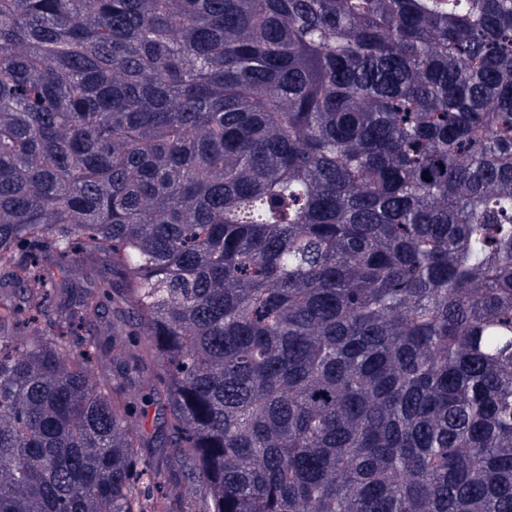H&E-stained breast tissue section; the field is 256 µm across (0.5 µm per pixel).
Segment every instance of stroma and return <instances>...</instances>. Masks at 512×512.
<instances>
[{"mask_svg":"<svg viewBox=\"0 0 512 512\" xmlns=\"http://www.w3.org/2000/svg\"><path fill=\"white\" fill-rule=\"evenodd\" d=\"M128 333L123 351L103 358L93 373L108 377L113 371H121L127 414L135 431L161 436L167 442L163 448L136 451L137 464L151 462L157 471L155 481L141 487L140 507L142 512H199L208 497V488L191 476L189 463L179 449L169 445L176 432L164 423L162 404L154 399L162 387L152 367L145 333L134 326L129 327Z\"/></svg>","mask_w":512,"mask_h":512,"instance_id":"obj_1","label":"stroma"}]
</instances>
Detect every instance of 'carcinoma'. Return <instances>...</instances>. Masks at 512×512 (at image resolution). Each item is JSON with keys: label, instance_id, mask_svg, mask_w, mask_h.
Wrapping results in <instances>:
<instances>
[{"label": "carcinoma", "instance_id": "cac0c4a2", "mask_svg": "<svg viewBox=\"0 0 512 512\" xmlns=\"http://www.w3.org/2000/svg\"><path fill=\"white\" fill-rule=\"evenodd\" d=\"M78 248L201 512H512V0H0V288ZM100 307L0 323V512H134ZM124 288V278L117 269L105 268L95 277L94 289L101 297L106 317L112 320L113 303ZM127 329L130 335L127 344L122 352L114 355L113 364L110 342L106 337H100V345L106 349L110 347V352L94 367L93 373L97 377H112V369L114 372L123 371L121 382L127 402V414L135 431L155 433L158 435L157 443L174 441L176 431L162 423L163 389L152 367L146 335L134 326ZM153 392L160 393L162 396L157 395V399L162 397L161 400L155 402Z\"/></svg>", "mask_w": 512, "mask_h": 512}]
</instances>
